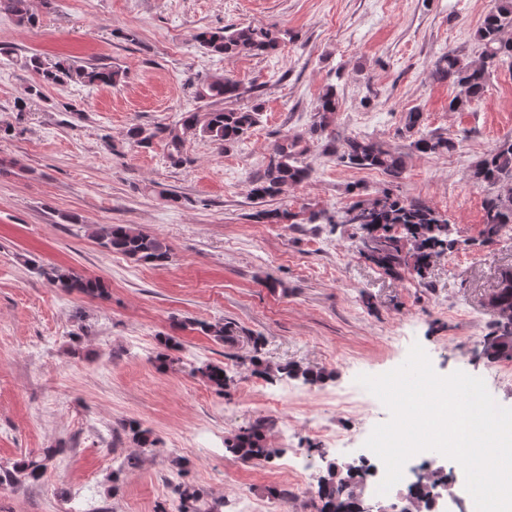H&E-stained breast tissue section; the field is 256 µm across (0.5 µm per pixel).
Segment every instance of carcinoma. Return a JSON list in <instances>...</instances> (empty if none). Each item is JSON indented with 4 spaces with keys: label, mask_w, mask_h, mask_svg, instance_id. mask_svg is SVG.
Segmentation results:
<instances>
[{
    "label": "carcinoma",
    "mask_w": 512,
    "mask_h": 512,
    "mask_svg": "<svg viewBox=\"0 0 512 512\" xmlns=\"http://www.w3.org/2000/svg\"><path fill=\"white\" fill-rule=\"evenodd\" d=\"M0 10L10 15L19 25H31L35 17L29 0H0ZM512 29V0H497L495 9L486 14L474 34L480 47L479 57L469 59L449 51L434 62L432 76L438 83H447L457 89L449 101L448 109L462 112L482 99L490 71L504 64L512 68V39L505 33ZM195 41L207 52L218 55L264 56L277 52L284 39L280 33L264 27H222L205 29L195 35ZM22 66L35 71L40 86L30 88L29 95H41L43 85L77 83L89 86L114 87L126 78L125 71L110 65H75L67 60L45 62L34 54L22 61ZM197 98L205 101L198 111L184 112L179 127L165 125H133L128 128L126 140L134 148L149 149L155 142L167 148L171 166L184 164L186 137L200 134L220 146L232 147L244 141L247 133L260 119L261 107L254 104L245 108H232L230 104L243 95L239 81L229 76H212L196 85ZM339 99L336 88L326 87L318 99L315 120L304 135L285 134L271 146L267 162L253 182L251 194L260 200L274 198L290 186H296L311 175L301 157L308 151L307 143L321 138L335 122ZM414 149L424 155L441 157L455 148L449 137L422 133L413 142ZM325 152L336 161L349 167L380 170L398 178L405 169L402 154L385 148L368 136L348 137L341 143L332 138L326 143ZM470 180L478 185L500 186L512 182V138L499 142L469 172ZM481 235L493 240L512 229V192L490 193L483 203ZM263 224H284L296 217L288 210L263 209L256 213ZM323 219L327 224L349 225L359 233V254L366 261L387 273L400 276L415 273L424 277L434 258L454 247L448 219L438 211L416 202H408L387 191L375 198L354 203L337 217L326 216L321 211L312 212V223ZM101 244L114 253L151 264L165 265L170 259V248L157 236L143 233L127 224H109L95 231ZM32 269L51 285L67 293L101 297L107 293L97 278H88L58 266H44L34 259L28 260ZM497 320L495 328L481 342V356L490 363L512 361V270L504 272L498 288L490 297ZM195 330L214 339L233 344L237 342L234 329L224 323L197 321ZM251 349L245 360L254 373L269 378L300 377L316 384L331 377L324 369L303 368L296 364L273 367L263 357L264 341L260 336L249 337ZM219 394L230 395L233 379L224 374V366L205 363L194 368ZM129 442L141 451L157 446L152 430L130 421L122 426ZM267 425L257 418L240 428L225 441V448L243 460L267 461L279 453L266 441ZM64 453L62 448H46L38 459L17 462L12 468H0V485L12 484L21 479L40 481L47 463ZM181 480L172 484L176 512H221L224 502L204 501L196 485L184 480L186 466L181 459L172 461ZM367 469L350 466L343 469L331 462L318 480L317 512H362L358 490L365 485Z\"/></svg>",
    "instance_id": "cac0c4a2"
}]
</instances>
